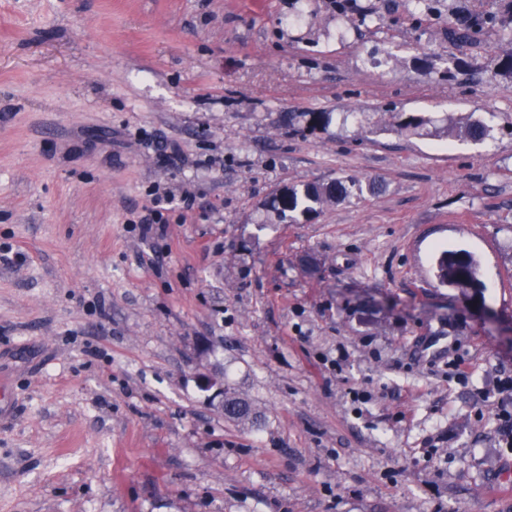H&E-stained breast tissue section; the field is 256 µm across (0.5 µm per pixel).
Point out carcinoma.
Wrapping results in <instances>:
<instances>
[{
  "label": "carcinoma",
  "mask_w": 512,
  "mask_h": 512,
  "mask_svg": "<svg viewBox=\"0 0 512 512\" xmlns=\"http://www.w3.org/2000/svg\"><path fill=\"white\" fill-rule=\"evenodd\" d=\"M482 25L469 19H455L449 35L459 41H476ZM431 119L423 114H401L397 126L405 131L417 132L426 128ZM492 121H475L465 126L464 136L472 142L483 143L492 137ZM363 194L360 180L339 176L321 184L313 183L301 189L291 187L280 197H272L268 208L280 223L296 221L299 215L307 216L326 204L346 201ZM434 276L442 285L466 291L470 288H482L480 262L471 253L459 250L441 252L434 264ZM250 405L229 392H224V415L232 420H246L250 417Z\"/></svg>",
  "instance_id": "carcinoma-1"
}]
</instances>
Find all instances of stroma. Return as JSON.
Segmentation results:
<instances>
[{
	"label": "stroma",
	"mask_w": 512,
	"mask_h": 512,
	"mask_svg": "<svg viewBox=\"0 0 512 512\" xmlns=\"http://www.w3.org/2000/svg\"><path fill=\"white\" fill-rule=\"evenodd\" d=\"M500 6L0 0V512H512V31L448 34ZM362 194L363 186L360 180L339 176L321 184L306 185L302 189L289 187L283 198H277L275 194L268 208L278 222L291 223L296 221L298 214L307 216L326 204L350 200ZM434 276L440 284L462 292L468 288H484L479 260L464 250L442 251L434 264ZM213 394L219 396L216 399H218L221 408L224 403V415L228 419L246 420L250 417L252 410L250 405L246 401L229 394V392H227L226 390H224L223 397L221 388H217Z\"/></svg>",
	"instance_id": "1"
}]
</instances>
